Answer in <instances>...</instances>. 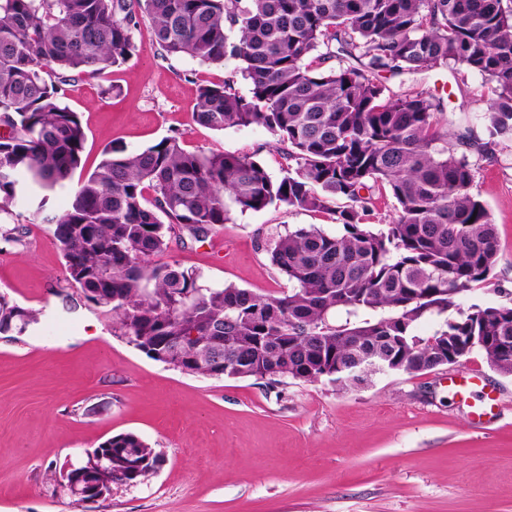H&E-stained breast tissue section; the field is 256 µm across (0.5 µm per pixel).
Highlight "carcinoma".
Listing matches in <instances>:
<instances>
[{"label": "carcinoma", "mask_w": 512, "mask_h": 512, "mask_svg": "<svg viewBox=\"0 0 512 512\" xmlns=\"http://www.w3.org/2000/svg\"><path fill=\"white\" fill-rule=\"evenodd\" d=\"M145 16L168 55L240 61L249 95L232 79L202 85L194 120L219 131L265 127L285 145L284 174L247 156L188 151L177 135L138 152L110 146L56 213L49 195L72 182L86 142L63 85L125 62ZM440 66L484 76L489 134L512 139L504 0H0V212L34 204L70 287L128 344L187 374L348 384L379 362L429 371L450 350L477 348L512 375V306H473L427 338L415 331L424 315L490 284L499 255L474 167L438 128L441 102L395 94L375 76ZM378 185L398 215L375 229L366 220ZM280 205L330 212L340 231L302 226L266 243L288 282L278 297L212 288L201 271L157 260L181 232L197 239L235 211ZM360 308L392 315L329 321ZM39 320L0 295V335ZM161 461L125 432L69 473L78 501L95 503L114 482L148 479Z\"/></svg>", "instance_id": "obj_1"}]
</instances>
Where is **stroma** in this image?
<instances>
[{"instance_id": "1", "label": "stroma", "mask_w": 512, "mask_h": 512, "mask_svg": "<svg viewBox=\"0 0 512 512\" xmlns=\"http://www.w3.org/2000/svg\"><path fill=\"white\" fill-rule=\"evenodd\" d=\"M134 42L126 63L64 87L87 135L85 171L106 147L139 151L178 134L187 150L246 155L281 176L283 148L264 127L218 131L192 119L200 85L233 75L248 94L237 60L166 55L146 18ZM377 78L397 94L442 99L439 128L472 162L473 190L498 234L491 284L461 295L447 314L425 315L417 333L434 335L474 304L512 306V140L489 134L481 75L458 82L439 67ZM0 224L22 227L21 243L0 241V294L41 313L16 339L0 338V512H512V375L483 353L432 371L371 372L348 387L188 375L116 336L81 297L62 310L64 262L27 202L0 213ZM309 224L338 230L330 214L284 205L236 212L202 240L173 238L166 259L214 286L277 296L288 284L264 246ZM452 376L472 378L466 398L449 392ZM489 395L497 407L475 418ZM123 432L161 452L147 480L113 485L90 511L47 480L48 468Z\"/></svg>"}]
</instances>
